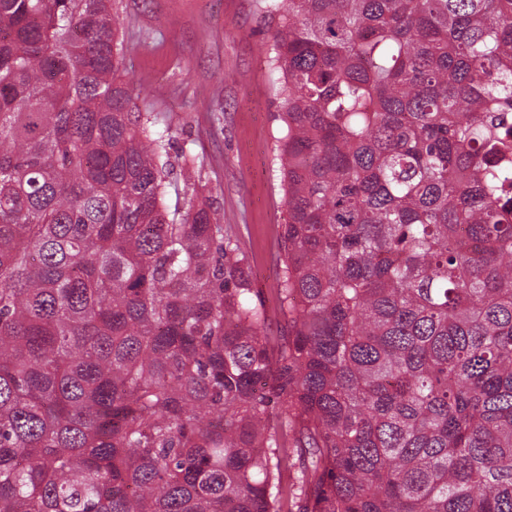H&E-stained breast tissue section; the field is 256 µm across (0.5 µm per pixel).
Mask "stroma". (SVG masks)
Listing matches in <instances>:
<instances>
[{"instance_id":"obj_1","label":"stroma","mask_w":512,"mask_h":512,"mask_svg":"<svg viewBox=\"0 0 512 512\" xmlns=\"http://www.w3.org/2000/svg\"><path fill=\"white\" fill-rule=\"evenodd\" d=\"M114 11L137 111L170 128L173 163L194 159L195 186L223 216L276 333L288 214L267 53L274 25L256 0H114Z\"/></svg>"}]
</instances>
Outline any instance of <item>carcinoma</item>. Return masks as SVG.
I'll list each match as a JSON object with an SVG mask.
<instances>
[{"label": "carcinoma", "mask_w": 512, "mask_h": 512, "mask_svg": "<svg viewBox=\"0 0 512 512\" xmlns=\"http://www.w3.org/2000/svg\"><path fill=\"white\" fill-rule=\"evenodd\" d=\"M285 326L110 0H0V512H512V0H257Z\"/></svg>", "instance_id": "obj_1"}]
</instances>
